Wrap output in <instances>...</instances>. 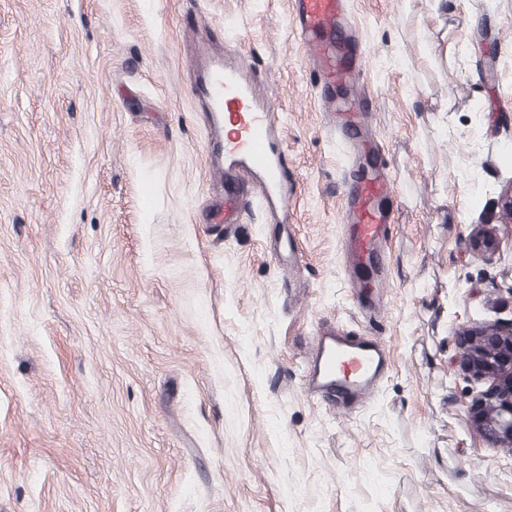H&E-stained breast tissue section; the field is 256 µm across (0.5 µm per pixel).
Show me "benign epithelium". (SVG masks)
<instances>
[{
    "label": "benign epithelium",
    "mask_w": 512,
    "mask_h": 512,
    "mask_svg": "<svg viewBox=\"0 0 512 512\" xmlns=\"http://www.w3.org/2000/svg\"><path fill=\"white\" fill-rule=\"evenodd\" d=\"M470 246L489 256L498 239L491 229L480 228ZM458 344L459 369L485 385L469 405L471 424L488 445L512 452V319L479 329L464 326Z\"/></svg>",
    "instance_id": "1"
}]
</instances>
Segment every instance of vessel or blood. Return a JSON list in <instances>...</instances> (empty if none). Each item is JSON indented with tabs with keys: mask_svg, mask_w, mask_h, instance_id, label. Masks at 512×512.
Returning a JSON list of instances; mask_svg holds the SVG:
<instances>
[{
	"mask_svg": "<svg viewBox=\"0 0 512 512\" xmlns=\"http://www.w3.org/2000/svg\"><path fill=\"white\" fill-rule=\"evenodd\" d=\"M296 37L306 49V66L318 91L319 110L336 136L359 148L367 109L355 88L363 63L354 52L357 35L347 17V0H289ZM201 69L196 99L206 114L208 159L224 183V221L238 223L249 193L284 230L272 251L279 263L296 261L295 234L288 230V156L281 122L254 72L237 52L212 54L199 47ZM395 186L386 164L360 173L343 212V254L356 298H384L382 271L395 221ZM387 347L371 336L341 327L321 328L313 338L305 390L331 411L351 416L369 401L389 371Z\"/></svg>",
	"mask_w": 512,
	"mask_h": 512,
	"instance_id": "obj_1",
	"label": "vessel or blood"
}]
</instances>
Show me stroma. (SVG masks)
I'll return each mask as SVG.
<instances>
[{
	"mask_svg": "<svg viewBox=\"0 0 512 512\" xmlns=\"http://www.w3.org/2000/svg\"><path fill=\"white\" fill-rule=\"evenodd\" d=\"M397 191L388 288L353 298V160L289 0H0V512H512L468 414L460 325L512 318V0H349ZM232 49L284 115L299 259L233 229L191 50ZM494 227L498 251L474 253ZM392 365L352 417L303 391L321 323Z\"/></svg>",
	"mask_w": 512,
	"mask_h": 512,
	"instance_id": "35a3bbf8",
	"label": "stroma"
}]
</instances>
